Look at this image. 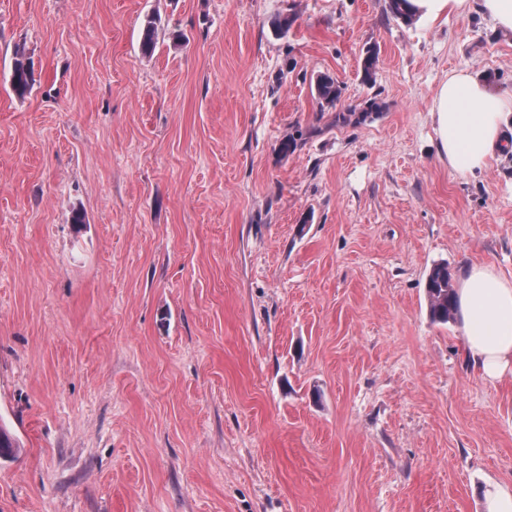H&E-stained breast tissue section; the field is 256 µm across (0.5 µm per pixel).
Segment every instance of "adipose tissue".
Segmentation results:
<instances>
[{
    "label": "adipose tissue",
    "mask_w": 512,
    "mask_h": 512,
    "mask_svg": "<svg viewBox=\"0 0 512 512\" xmlns=\"http://www.w3.org/2000/svg\"><path fill=\"white\" fill-rule=\"evenodd\" d=\"M430 113L436 153L460 175L487 170L512 151L505 134L512 127V96L469 68H456L437 85ZM458 322L466 357L483 378L512 370V280L484 264L458 274Z\"/></svg>",
    "instance_id": "adipose-tissue-1"
}]
</instances>
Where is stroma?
I'll return each instance as SVG.
<instances>
[{
  "mask_svg": "<svg viewBox=\"0 0 512 512\" xmlns=\"http://www.w3.org/2000/svg\"><path fill=\"white\" fill-rule=\"evenodd\" d=\"M459 67L512 91V36L389 0H0V512H488L512 490V373L483 379L426 298L440 263L512 277V153L466 177L436 156ZM32 68L29 58L23 50L18 49L14 54L11 72V86L14 93L24 96L28 93L32 83ZM315 94L321 107H335L342 95L341 86L329 74L318 75L315 81Z\"/></svg>",
  "mask_w": 512,
  "mask_h": 512,
  "instance_id": "stroma-1",
  "label": "stroma"
}]
</instances>
